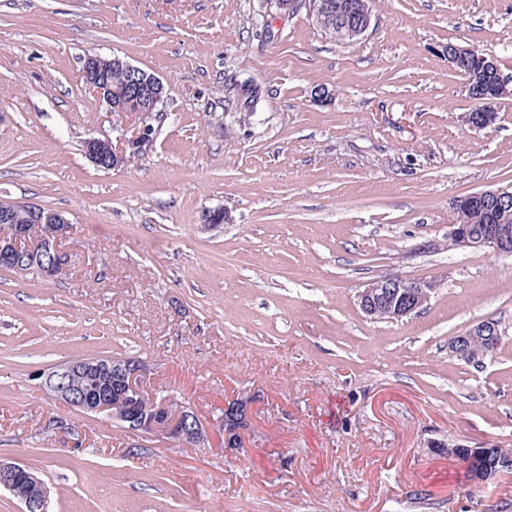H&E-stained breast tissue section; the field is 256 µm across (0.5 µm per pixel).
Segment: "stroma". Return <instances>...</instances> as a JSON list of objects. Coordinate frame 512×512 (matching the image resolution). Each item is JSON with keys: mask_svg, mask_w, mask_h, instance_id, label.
Wrapping results in <instances>:
<instances>
[{"mask_svg": "<svg viewBox=\"0 0 512 512\" xmlns=\"http://www.w3.org/2000/svg\"><path fill=\"white\" fill-rule=\"evenodd\" d=\"M452 44L512 79V0H375L347 42L273 0H0V201L71 221L61 278L0 270V460L37 473L50 512H512V472L476 484L446 449H512V257L448 245L456 197L512 186V96L469 127ZM89 54L168 86L124 168L83 153L132 121L86 90ZM233 79L264 89L256 112L225 111ZM384 276L436 288L374 323L356 296ZM483 320L497 349L454 356ZM110 356L194 408L208 443L65 407L39 379ZM249 395L245 445L224 447V403ZM500 330L497 323L492 321H484L478 323L469 329L461 332L460 334L451 338L448 348L451 353L456 357L468 361L477 363L480 360L470 359V349L474 341H482L486 347L493 351L500 341ZM486 347L482 343H475L472 350V356L475 357L477 354L486 356L492 351H487Z\"/></svg>", "mask_w": 512, "mask_h": 512, "instance_id": "35a3bbf8", "label": "stroma"}]
</instances>
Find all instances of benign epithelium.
Masks as SVG:
<instances>
[{
  "mask_svg": "<svg viewBox=\"0 0 512 512\" xmlns=\"http://www.w3.org/2000/svg\"><path fill=\"white\" fill-rule=\"evenodd\" d=\"M279 15L286 16L303 8L315 16L337 11L345 22L336 33L340 40H354L366 32L371 23L373 0H348L339 6L331 0H277ZM478 66L484 72L497 76L496 94H512V81L504 78L495 61L478 57ZM81 78L85 88L112 112L137 114L133 128L123 129L113 142L109 139L89 138L84 142L86 157L97 167L118 168L147 155L153 148L154 126L144 122L139 112L147 98L152 104L165 103L167 88L156 75L134 81L122 89L112 88V81L104 71L97 55H88L82 61ZM487 207L486 226L481 233L470 231L469 225H449L448 241L457 249L489 250L498 255H512V189L480 190L455 200L454 207L465 208L474 202ZM29 212L30 224L13 223L15 212ZM0 266L10 267L15 273L26 275L36 271L48 279L63 273L70 256L63 248L70 230V221L58 210L33 206L24 202H0ZM436 284L427 280H406L400 277H382L368 283L357 295L364 316L374 322H392L419 312L431 299ZM485 343L490 350L500 341L499 325L492 321L478 323L451 338L448 348L462 360H469L475 341ZM143 369L133 359L103 361L87 358L56 366L45 375L44 385L57 400L69 408L87 413L116 415L112 396L125 404L121 416L128 429L146 434H160L172 441H193L198 445L209 440V432L198 413L191 407L176 406L165 398L146 394L142 381ZM251 402L235 398L224 403V447L242 448L243 431L249 421ZM486 448H469L461 444L448 446V455L456 457L467 469L471 479L486 483L502 472L512 470V459L500 464H486ZM0 490L17 498L21 512H47L48 490L38 476L27 466L15 461L0 460Z\"/></svg>",
  "mask_w": 512,
  "mask_h": 512,
  "instance_id": "obj_1",
  "label": "benign epithelium"
}]
</instances>
